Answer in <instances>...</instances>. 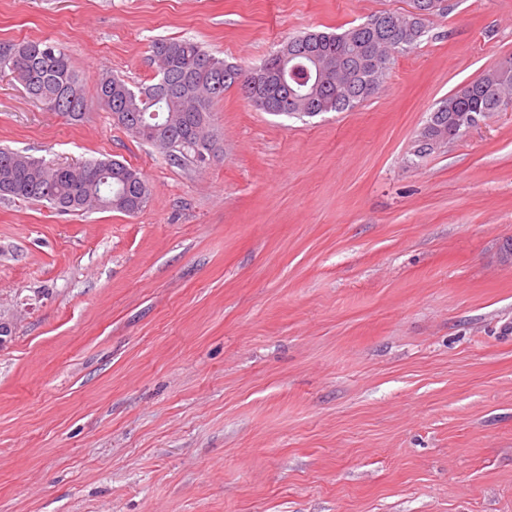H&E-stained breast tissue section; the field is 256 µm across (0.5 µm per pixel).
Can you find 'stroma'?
<instances>
[{"mask_svg":"<svg viewBox=\"0 0 512 512\" xmlns=\"http://www.w3.org/2000/svg\"><path fill=\"white\" fill-rule=\"evenodd\" d=\"M411 0H0L95 88L188 38L260 66ZM512 59V0H445L383 86L303 119L225 90L170 162L0 77V146L140 170L145 208L0 197V512H512V108L413 153Z\"/></svg>","mask_w":512,"mask_h":512,"instance_id":"obj_1","label":"stroma"}]
</instances>
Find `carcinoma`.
I'll use <instances>...</instances> for the list:
<instances>
[{
    "mask_svg": "<svg viewBox=\"0 0 512 512\" xmlns=\"http://www.w3.org/2000/svg\"><path fill=\"white\" fill-rule=\"evenodd\" d=\"M388 11L343 32L312 31L289 38L260 67L248 71L215 57L189 39H158L151 46L153 82L132 86L105 71L95 99L69 55L36 40L0 42V76L11 77L25 95L47 112L79 121L89 104L112 114L133 137L173 162H204L220 151L210 133L211 112L224 90L238 86L243 97L261 93L273 104L288 99L274 115L313 117L342 112L368 99L402 54L423 37L426 19L404 15L392 29ZM512 100V60L484 72L451 94L431 113L416 139L423 157L468 128L455 127L453 111L485 117ZM0 196L46 202L62 213L118 211L134 214L149 202L151 188L137 169L116 159L62 165L0 148Z\"/></svg>",
    "mask_w": 512,
    "mask_h": 512,
    "instance_id": "1",
    "label": "carcinoma"
}]
</instances>
